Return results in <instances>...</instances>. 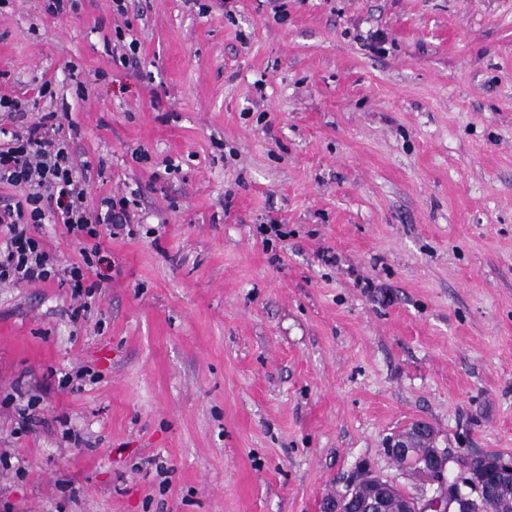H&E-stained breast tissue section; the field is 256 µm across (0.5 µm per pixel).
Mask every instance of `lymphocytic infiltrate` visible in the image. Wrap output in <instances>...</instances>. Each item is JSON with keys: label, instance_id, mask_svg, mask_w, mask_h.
<instances>
[{"label": "lymphocytic infiltrate", "instance_id": "1", "mask_svg": "<svg viewBox=\"0 0 512 512\" xmlns=\"http://www.w3.org/2000/svg\"><path fill=\"white\" fill-rule=\"evenodd\" d=\"M0 112L9 119L0 124V186L23 191L21 198H8L0 206V284L55 281L69 288L73 298L93 297L103 286L88 279L105 261L101 236L129 229L136 198L109 195L99 208H89L94 167L75 162L69 150L77 126L64 124L59 112L27 120L25 102L6 95L0 96ZM46 224L63 226L79 242L80 261L60 264L41 236Z\"/></svg>", "mask_w": 512, "mask_h": 512}]
</instances>
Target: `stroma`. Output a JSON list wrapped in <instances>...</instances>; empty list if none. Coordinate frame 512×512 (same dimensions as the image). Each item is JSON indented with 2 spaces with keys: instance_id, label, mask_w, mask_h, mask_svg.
I'll return each instance as SVG.
<instances>
[{
  "instance_id": "obj_1",
  "label": "stroma",
  "mask_w": 512,
  "mask_h": 512,
  "mask_svg": "<svg viewBox=\"0 0 512 512\" xmlns=\"http://www.w3.org/2000/svg\"><path fill=\"white\" fill-rule=\"evenodd\" d=\"M282 2L0 10V92L71 112L89 206L140 223L80 318L0 285V512H320L365 468L419 496L384 451L418 421L512 455V0Z\"/></svg>"
}]
</instances>
